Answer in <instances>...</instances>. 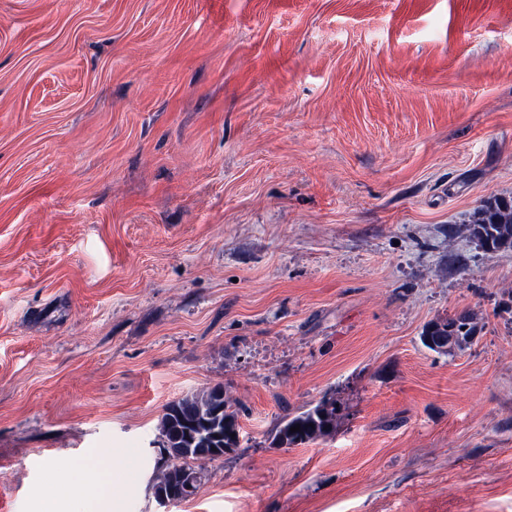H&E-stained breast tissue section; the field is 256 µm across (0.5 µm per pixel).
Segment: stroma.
<instances>
[{"label":"stroma","mask_w":512,"mask_h":512,"mask_svg":"<svg viewBox=\"0 0 512 512\" xmlns=\"http://www.w3.org/2000/svg\"><path fill=\"white\" fill-rule=\"evenodd\" d=\"M492 196L512 0H0V512L106 448L112 512H161L162 410L211 387L239 443L170 512H512ZM473 235L488 251L512 248V201L486 200L472 219ZM468 312L428 323L421 336L423 344L439 354H451L476 336L477 326ZM465 327V330H462ZM335 413L326 403L295 415L288 414L277 428L273 443L277 446L298 445L325 436L333 427ZM300 424V431L291 432L290 428ZM314 424V427H311Z\"/></svg>","instance_id":"stroma-1"}]
</instances>
